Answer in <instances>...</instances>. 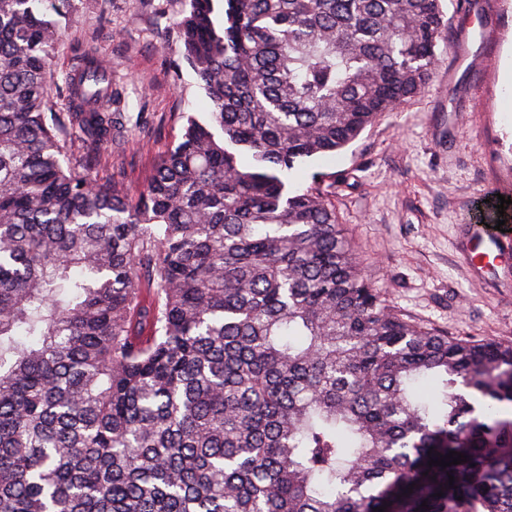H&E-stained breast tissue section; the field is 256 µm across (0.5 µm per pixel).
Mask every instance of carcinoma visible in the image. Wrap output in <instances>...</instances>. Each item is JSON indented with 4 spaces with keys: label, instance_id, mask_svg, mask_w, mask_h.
I'll list each match as a JSON object with an SVG mask.
<instances>
[{
    "label": "carcinoma",
    "instance_id": "1",
    "mask_svg": "<svg viewBox=\"0 0 512 512\" xmlns=\"http://www.w3.org/2000/svg\"><path fill=\"white\" fill-rule=\"evenodd\" d=\"M78 1L0 0V512H512V342L404 319L284 181L426 88L444 0H189L211 123L134 198L112 66L51 80Z\"/></svg>",
    "mask_w": 512,
    "mask_h": 512
}]
</instances>
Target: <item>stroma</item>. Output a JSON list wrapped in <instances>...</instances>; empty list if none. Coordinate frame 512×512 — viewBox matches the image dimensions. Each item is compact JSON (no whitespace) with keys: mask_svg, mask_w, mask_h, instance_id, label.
<instances>
[{"mask_svg":"<svg viewBox=\"0 0 512 512\" xmlns=\"http://www.w3.org/2000/svg\"><path fill=\"white\" fill-rule=\"evenodd\" d=\"M187 9V0H89L55 45V79L77 50L95 47L140 120L138 137L103 154L99 183L136 193L181 141L188 119L208 121L209 100L177 32ZM484 22L480 71L449 75L456 48L446 40L421 94L336 156L302 165L289 183L304 189L311 173H323L321 187L366 278L406 320L452 336L512 341V287L473 283L455 254L457 225L501 219L512 227V84L505 81L512 0H493ZM448 98L457 112L445 106Z\"/></svg>","mask_w":512,"mask_h":512,"instance_id":"obj_1","label":"stroma"}]
</instances>
